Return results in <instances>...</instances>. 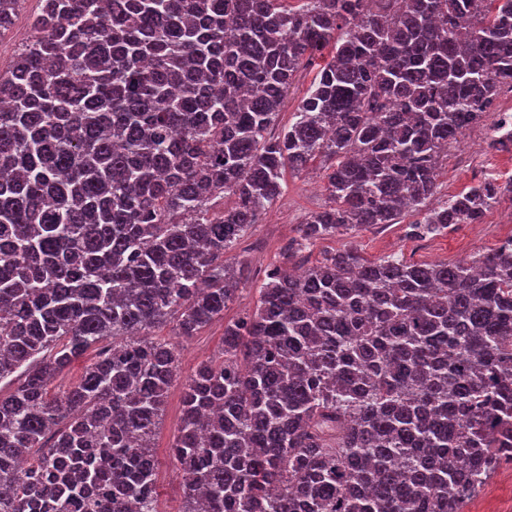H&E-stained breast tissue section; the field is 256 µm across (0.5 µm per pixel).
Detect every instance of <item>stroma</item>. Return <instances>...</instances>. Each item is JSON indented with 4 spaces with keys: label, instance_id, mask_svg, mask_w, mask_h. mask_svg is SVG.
Masks as SVG:
<instances>
[{
    "label": "stroma",
    "instance_id": "stroma-1",
    "mask_svg": "<svg viewBox=\"0 0 512 512\" xmlns=\"http://www.w3.org/2000/svg\"><path fill=\"white\" fill-rule=\"evenodd\" d=\"M40 0H25L10 31L0 35V69H7L19 48L31 35L30 23L39 13ZM478 139L469 134L459 136L448 149L438 176L436 201L477 186L474 170L466 157H478ZM324 171L314 166L304 172L286 171L282 196L262 215L259 224L229 253L230 258L246 261L251 278L237 298L224 310L223 319L203 328L190 340L177 339L172 328L161 329L165 338H174L179 353L178 372L188 375L203 360L220 355L224 326L251 311L259 296L264 271L274 264L298 268L311 265L322 251L353 244L374 259L399 254L411 261L455 263L490 250L512 237V204L501 203L488 210L475 224H456L440 235L418 238L410 233L413 214L402 216L399 223L363 229L318 242L304 253L286 257L284 250L298 235L306 217L325 208L328 194L324 188ZM182 418V387L173 384L166 398L160 424L154 437V454L158 461L157 495L161 512H177L182 496L180 477L170 459L169 447ZM464 512H512V463L502 465L488 485L467 502Z\"/></svg>",
    "mask_w": 512,
    "mask_h": 512
}]
</instances>
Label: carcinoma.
Here are the masks:
<instances>
[{"label": "carcinoma", "mask_w": 512, "mask_h": 512, "mask_svg": "<svg viewBox=\"0 0 512 512\" xmlns=\"http://www.w3.org/2000/svg\"><path fill=\"white\" fill-rule=\"evenodd\" d=\"M41 3L0 70V512H158L179 355L156 331L224 317L249 278L224 256L287 169L322 160L332 200L290 251L409 210L421 238L480 220L494 183L429 201L512 87V0ZM171 448L181 512H463L512 462V239L467 262L349 246L269 267L185 380ZM313 77L314 72H311L309 69H300L297 72L288 94V100L282 111L279 112L273 131L278 132L293 121V113L300 99L311 85ZM182 387L174 382L168 391L164 411L154 437L153 451L158 461L157 495L160 512H176L180 506L182 490L180 476L170 456L169 447L182 418Z\"/></svg>", "instance_id": "carcinoma-1"}]
</instances>
